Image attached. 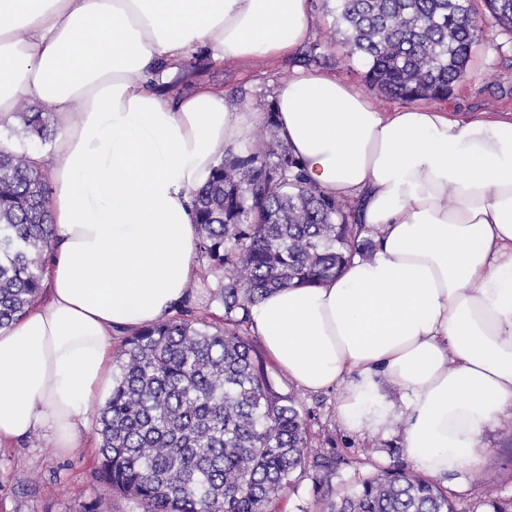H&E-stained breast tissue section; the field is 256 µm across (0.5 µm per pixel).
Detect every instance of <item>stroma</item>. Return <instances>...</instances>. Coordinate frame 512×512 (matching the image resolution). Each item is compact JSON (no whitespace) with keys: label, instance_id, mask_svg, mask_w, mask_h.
<instances>
[{"label":"stroma","instance_id":"35a3bbf8","mask_svg":"<svg viewBox=\"0 0 512 512\" xmlns=\"http://www.w3.org/2000/svg\"><path fill=\"white\" fill-rule=\"evenodd\" d=\"M309 5L318 22L308 43L318 46L321 68L365 86L367 64L345 44L336 23L335 0H309ZM475 7L483 33L474 48L467 77L449 93L447 104L464 119L512 115V33L494 25L483 0H476ZM302 63V55L296 54L241 65L214 59L200 47L181 62L170 84L183 94L200 85L218 88L231 100L265 112L273 104L279 83ZM250 341L279 389L295 394L302 403L316 447L336 450L341 456L331 482L334 489L353 488L364 478L403 464L400 438L407 422L398 413L403 405L398 388L385 380L378 383L379 394L396 407L385 431L371 434L351 430L338 416L344 385L318 392L306 390L268 356L258 336H251ZM97 428V422H90L82 447L64 454L39 433L0 447V512H82L85 503L99 496L107 498L113 512H139L134 502L113 497L110 488L97 479ZM486 443L489 451L483 468L469 479L466 489L453 485L448 488L458 512H493V503L512 502V418L501 420L487 434Z\"/></svg>","mask_w":512,"mask_h":512}]
</instances>
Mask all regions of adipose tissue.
I'll use <instances>...</instances> for the list:
<instances>
[{
    "label": "adipose tissue",
    "instance_id": "1",
    "mask_svg": "<svg viewBox=\"0 0 512 512\" xmlns=\"http://www.w3.org/2000/svg\"><path fill=\"white\" fill-rule=\"evenodd\" d=\"M308 0H0V127L21 96L58 118L36 154L55 228L47 303L0 329V445L79 447L112 379V336L171 314L197 277L193 193L266 115L203 88L159 90L198 45L247 63L293 52ZM280 139L312 185L360 201L372 258L270 292L250 329L298 386L345 384L340 419L378 432L405 396L411 467L465 484L512 411V116L436 102L380 110L362 87L299 70L277 87Z\"/></svg>",
    "mask_w": 512,
    "mask_h": 512
}]
</instances>
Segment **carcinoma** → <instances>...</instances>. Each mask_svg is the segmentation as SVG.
<instances>
[{
  "label": "carcinoma",
  "mask_w": 512,
  "mask_h": 512,
  "mask_svg": "<svg viewBox=\"0 0 512 512\" xmlns=\"http://www.w3.org/2000/svg\"><path fill=\"white\" fill-rule=\"evenodd\" d=\"M512 31V0H485ZM346 43L380 92L407 101L448 98L465 75L479 28L471 0H336ZM29 137L54 136L49 112H21ZM229 150L193 193L203 273L175 314L126 337L98 422L100 480L140 512H283L310 473L329 485L336 454L313 451L298 402L252 354L250 307L292 284H322L360 252L355 207L321 194L280 141ZM50 187L30 157L0 148V328L32 308L52 248ZM219 304L224 322L193 316ZM322 512H456L448 492L402 466Z\"/></svg>",
  "instance_id": "cac0c4a2"
}]
</instances>
